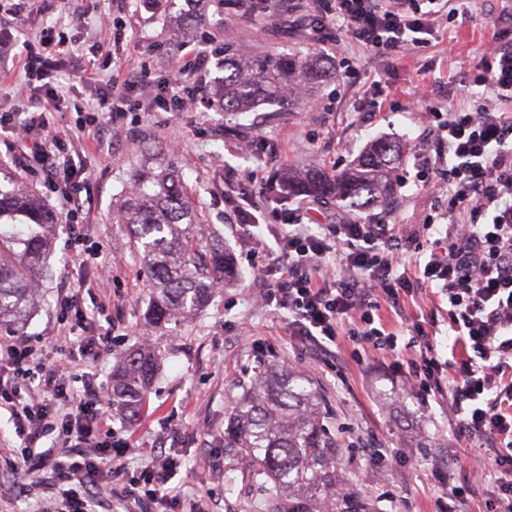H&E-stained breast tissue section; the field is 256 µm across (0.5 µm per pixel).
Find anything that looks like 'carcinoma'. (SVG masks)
I'll list each match as a JSON object with an SVG mask.
<instances>
[{"label": "carcinoma", "mask_w": 512, "mask_h": 512, "mask_svg": "<svg viewBox=\"0 0 512 512\" xmlns=\"http://www.w3.org/2000/svg\"><path fill=\"white\" fill-rule=\"evenodd\" d=\"M332 72L322 57L288 55L241 62L224 58V79L213 107L226 116L261 104L305 107L315 85ZM402 152L395 142L376 141L349 170L329 175L318 169L288 174V196L334 199L350 211L385 206L395 193L394 168ZM116 223L131 239L149 274L151 304L146 320L176 324L206 308L237 276L224 239L214 237L187 195L171 159L145 161L132 173ZM60 221L37 195L16 184L0 165V331L25 328L40 302L35 281L43 277ZM148 346L116 354L112 368V410L134 418L156 373ZM320 397L302 374L267 367L228 409L224 447L249 463V476L262 498L261 512H374L346 485L338 445L321 417Z\"/></svg>", "instance_id": "cac0c4a2"}]
</instances>
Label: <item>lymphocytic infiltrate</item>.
Here are the masks:
<instances>
[{
    "label": "lymphocytic infiltrate",
    "mask_w": 512,
    "mask_h": 512,
    "mask_svg": "<svg viewBox=\"0 0 512 512\" xmlns=\"http://www.w3.org/2000/svg\"><path fill=\"white\" fill-rule=\"evenodd\" d=\"M467 2L334 0L312 30L318 35L336 24L371 56L392 57L426 46L440 16L467 17ZM38 40L40 52L21 60L22 90L37 109L22 119L1 112L0 132L18 143L46 187L62 198L74 249L103 279L110 269L83 232L75 152L47 116L57 94L54 59L75 49L53 28L42 29ZM87 68L96 96L90 115L79 122L83 128L122 111L126 93L147 84L144 71L104 83L100 65L91 61ZM479 68L488 96L445 112L418 101V111L437 120V142L448 146L447 155L426 159L448 194L445 225L353 220L314 232L298 209L261 220L250 216L244 224L266 228L275 242L262 250L254 278L264 303L287 311L290 338L331 361L351 344L405 362L410 388L425 403L447 400L458 437L473 449L454 457L453 466L474 485L495 477L497 492L481 512H512V112L499 109L500 102H512V38L494 37ZM429 293L448 301L454 339L445 361L434 348L436 312L410 307L414 297ZM71 378L67 366L45 362L28 342L0 354V410L9 412L19 439L5 466L19 477L49 470L59 490L58 498L38 503V512H98L88 487L116 476L127 481L126 512L177 504L184 485L176 480L173 458L142 460L137 475H129L115 458L117 450H130V441H113L108 406L87 400ZM51 436L62 445L52 459L37 450ZM485 448L493 451V463L482 456Z\"/></svg>",
    "instance_id": "lymphocytic-infiltrate-1"
}]
</instances>
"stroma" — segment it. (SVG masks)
<instances>
[{"mask_svg": "<svg viewBox=\"0 0 512 512\" xmlns=\"http://www.w3.org/2000/svg\"><path fill=\"white\" fill-rule=\"evenodd\" d=\"M288 10L274 14L249 10L244 0H224L223 8L199 12L186 0H175V10L193 15L183 26L150 9L146 0H37L33 10L18 14L0 6V28L11 31L14 51L0 63V109L21 104L17 80L18 59L25 44L42 28L64 29L79 54L100 59L111 50L113 70H147L152 93H161L179 64L181 43H194L208 64L201 76L217 87L224 76L225 52L246 58L281 53L318 55L331 59L336 70L312 95V107L295 110L263 105L242 117L227 116L198 103L179 111L139 107L114 116L78 146L84 175L78 195L86 212L84 232L102 258L111 260L112 276L98 280L92 267L77 256L69 232H62L50 259L52 271L41 284L44 301L24 331L0 333V344L11 340L38 343L44 358L60 357L63 326L59 303L78 279L90 283L93 300L102 309L86 333L110 334L112 349H100L87 361L75 362L76 373L90 372L97 392L111 393L114 351L148 341L158 355V370L145 405L135 420L114 419L113 427L134 445L124 462L136 467L141 458L171 455L182 462L185 482L194 496L182 499L176 512H254L259 491L245 462L224 449V416L241 384L270 364L305 374L321 396L324 422L335 436L354 490L371 501L375 512H429L430 471L448 456L462 454L465 444L448 424V406L431 403L419 408L411 400L394 398L404 378L393 359L370 353L355 360L343 357L328 365L320 356L288 336V324L260 299V288L248 265L250 246L245 227L229 222L231 205L226 193L235 187L260 207L287 213L308 209L313 222L340 224L347 213L302 198L274 200L269 188L287 169L317 167L327 173L348 168L377 140L399 143L404 158L396 172L397 194L389 209L363 212L365 221L427 224L448 209V199L431 188L424 159L438 145L430 136L431 118L411 113L418 96L439 108L462 105L482 87L452 96L449 87L467 82L469 64L478 59L485 43L502 27L512 26V0H472L470 20L445 18L427 47L403 59L374 58L335 27L312 41L308 29L320 12L317 0H288ZM103 11L125 26L121 44L100 28ZM57 67L75 96L66 98L51 120L65 138L78 137L74 107L89 97L84 74L69 59ZM154 140L170 153L182 170L187 193L206 224L233 250L241 277L226 285L212 303L174 329L155 328L144 321L149 300L145 268L131 247L125 225L113 223V209L129 186L132 171L143 161L145 140ZM246 145L242 154H230L231 144ZM259 171L248 182L250 171ZM250 332L256 343L245 345L240 334ZM391 456L392 468L373 459L371 448ZM42 476L24 479L0 470V512H32L36 502L52 495Z\"/></svg>", "mask_w": 512, "mask_h": 512, "instance_id": "obj_1", "label": "stroma"}]
</instances>
